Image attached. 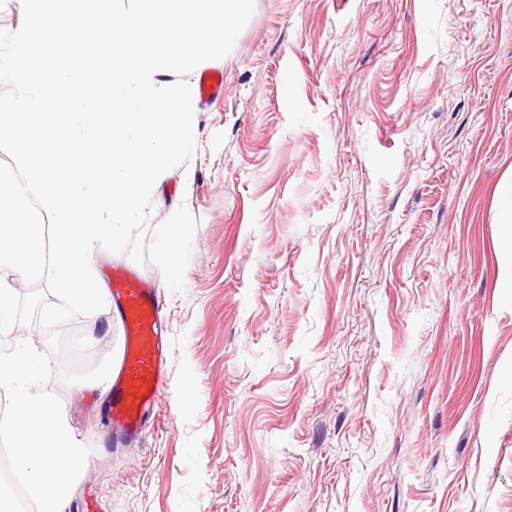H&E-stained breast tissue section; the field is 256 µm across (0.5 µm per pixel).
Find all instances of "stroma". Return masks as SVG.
Segmentation results:
<instances>
[{"instance_id": "obj_1", "label": "stroma", "mask_w": 512, "mask_h": 512, "mask_svg": "<svg viewBox=\"0 0 512 512\" xmlns=\"http://www.w3.org/2000/svg\"><path fill=\"white\" fill-rule=\"evenodd\" d=\"M198 105L159 414L109 446L104 388L51 380L91 449L71 512H512V0H254ZM86 365L111 308L74 319Z\"/></svg>"}]
</instances>
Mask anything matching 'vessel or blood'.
<instances>
[{
  "label": "vessel or blood",
  "mask_w": 512,
  "mask_h": 512,
  "mask_svg": "<svg viewBox=\"0 0 512 512\" xmlns=\"http://www.w3.org/2000/svg\"><path fill=\"white\" fill-rule=\"evenodd\" d=\"M110 279L112 307L125 336L106 407L112 445L118 448L138 439L155 417L161 398L166 343L151 281L122 266L112 268Z\"/></svg>",
  "instance_id": "b4317fda"
}]
</instances>
